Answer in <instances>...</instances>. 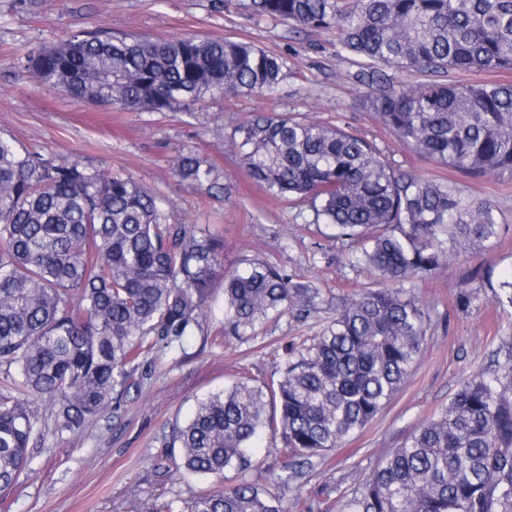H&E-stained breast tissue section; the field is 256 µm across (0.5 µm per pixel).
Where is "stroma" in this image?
<instances>
[{"mask_svg":"<svg viewBox=\"0 0 512 512\" xmlns=\"http://www.w3.org/2000/svg\"><path fill=\"white\" fill-rule=\"evenodd\" d=\"M250 2L0 0V137L57 162L125 171L162 194L170 223L194 232L219 230L225 267L265 260L336 300L378 281L350 265L351 243L328 238L309 203H277L249 178L230 143L246 119L275 112L337 125L373 142L401 171L451 182L462 198L491 209L496 235L484 248L450 258L416 282L430 320L402 389L341 448L313 458L286 494L314 505L349 494L386 450L400 447L423 419L447 405L466 372L488 362L501 336L512 334V308L496 300L500 282L512 273V174L473 180L414 152L370 111V88L335 32L256 21ZM96 31L243 40L287 56L290 74L272 96H217L169 112H128L65 98L27 70V59L43 48ZM182 151L212 165L213 189L173 174L170 161ZM324 322L291 311L245 343L218 335L217 325L207 322L184 350L137 360L141 387L117 410L75 432L46 425L32 473L9 496L7 512H166L158 484L186 501L212 490V480L174 469V427L190 417L198 399L242 375L278 378L286 348L315 335Z\"/></svg>","mask_w":512,"mask_h":512,"instance_id":"stroma-1","label":"stroma"}]
</instances>
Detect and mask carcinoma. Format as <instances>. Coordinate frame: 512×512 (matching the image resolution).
<instances>
[{
    "instance_id": "obj_1",
    "label": "carcinoma",
    "mask_w": 512,
    "mask_h": 512,
    "mask_svg": "<svg viewBox=\"0 0 512 512\" xmlns=\"http://www.w3.org/2000/svg\"><path fill=\"white\" fill-rule=\"evenodd\" d=\"M258 19L334 30L378 81L379 67L512 71V0H251ZM72 99L166 112L215 94H276L288 58L230 38L145 40L74 34L28 60ZM370 109L401 142L472 179L512 172V83L429 82L376 90ZM231 142L250 178L280 202L309 199L314 221L360 245L355 263L388 283L346 295L291 347L277 380L244 376L198 403L175 431L177 470L224 489L167 512H310L283 492L313 457L339 448L391 402L425 340L414 281L495 235L489 208L453 185L398 172L339 126L256 115ZM174 175L200 187L213 169L190 151ZM224 241L169 223L164 200L132 176L55 163L0 137V498L20 485L45 420L74 431L139 389L136 359L203 330L216 279L220 331L238 340L288 311L328 304L312 283L263 260L224 268ZM270 434L287 462L257 459ZM336 512H512V336L448 405L385 451Z\"/></svg>"
}]
</instances>
